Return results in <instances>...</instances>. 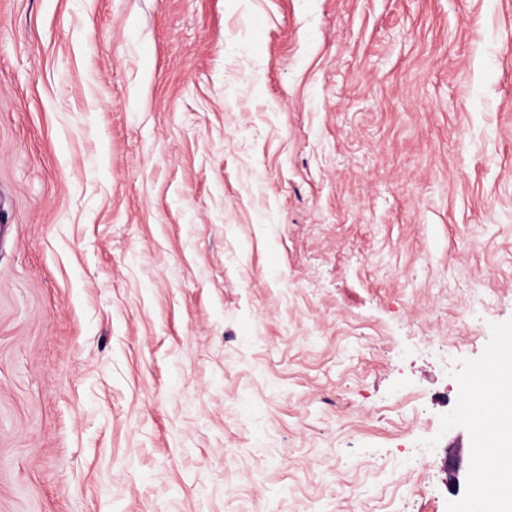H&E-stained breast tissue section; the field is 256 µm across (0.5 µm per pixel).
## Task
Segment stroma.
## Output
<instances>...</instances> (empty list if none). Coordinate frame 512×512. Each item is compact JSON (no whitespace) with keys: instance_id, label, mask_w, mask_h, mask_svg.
I'll list each match as a JSON object with an SVG mask.
<instances>
[{"instance_id":"obj_1","label":"stroma","mask_w":512,"mask_h":512,"mask_svg":"<svg viewBox=\"0 0 512 512\" xmlns=\"http://www.w3.org/2000/svg\"><path fill=\"white\" fill-rule=\"evenodd\" d=\"M509 338L512 0H0V512H475Z\"/></svg>"}]
</instances>
